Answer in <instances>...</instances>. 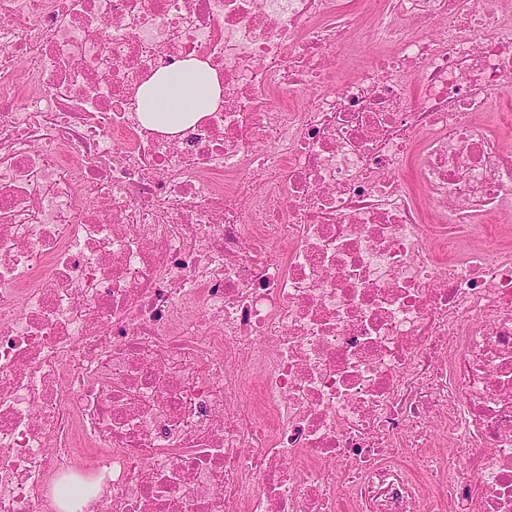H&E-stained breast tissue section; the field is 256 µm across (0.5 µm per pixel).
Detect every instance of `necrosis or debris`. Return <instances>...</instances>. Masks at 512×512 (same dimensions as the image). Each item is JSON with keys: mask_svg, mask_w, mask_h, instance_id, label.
I'll list each match as a JSON object with an SVG mask.
<instances>
[{"mask_svg": "<svg viewBox=\"0 0 512 512\" xmlns=\"http://www.w3.org/2000/svg\"><path fill=\"white\" fill-rule=\"evenodd\" d=\"M369 2L0 0V512H512V0ZM220 82L209 66L197 59L173 70H161L140 91L141 119L161 131L176 134L208 112L221 94ZM180 92L179 96L175 94Z\"/></svg>", "mask_w": 512, "mask_h": 512, "instance_id": "1", "label": "necrosis or debris"}]
</instances>
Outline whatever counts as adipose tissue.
Masks as SVG:
<instances>
[{"mask_svg":"<svg viewBox=\"0 0 512 512\" xmlns=\"http://www.w3.org/2000/svg\"><path fill=\"white\" fill-rule=\"evenodd\" d=\"M221 94L220 82L209 66L197 59L173 70H162L140 91L141 117L161 131L178 133L208 112Z\"/></svg>","mask_w":512,"mask_h":512,"instance_id":"ef3b65f1","label":"adipose tissue"}]
</instances>
